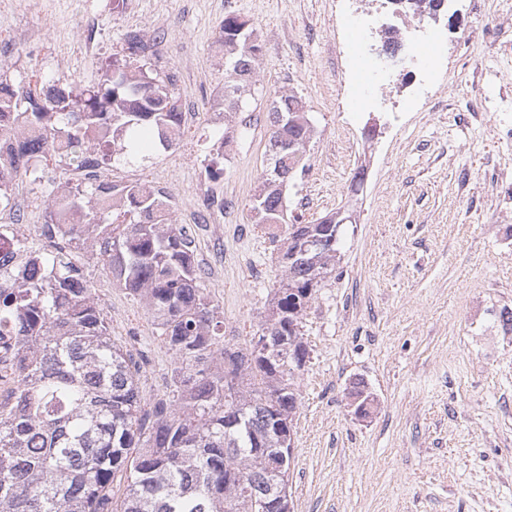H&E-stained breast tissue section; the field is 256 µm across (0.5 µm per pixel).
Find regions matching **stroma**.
Segmentation results:
<instances>
[{
    "label": "stroma",
    "instance_id": "1",
    "mask_svg": "<svg viewBox=\"0 0 512 512\" xmlns=\"http://www.w3.org/2000/svg\"><path fill=\"white\" fill-rule=\"evenodd\" d=\"M355 7L377 46L382 25L413 41L425 28L382 0ZM230 11L251 21L261 46L255 92L240 112L224 103L214 48ZM437 24L443 50L421 48L448 65L432 89L435 106L398 110L416 81L404 64L370 88L380 109L353 112L336 102L355 37L337 34L336 0H0V73L17 82L93 85L122 56L126 32L155 43L154 65L175 79L183 135L101 178L151 184L169 199L171 222L193 227L200 266L216 270L206 292L234 348L259 331L285 277L276 244L249 218L266 171L268 110L278 93L305 101L315 132L285 192L288 216L314 224L340 210L353 221L304 315L309 360L288 479L294 512H512V331L499 319L512 308V200L491 167L512 165V144L490 134L494 115L482 125L471 118L480 102H512V0H461ZM340 128L352 151L337 141ZM215 157L224 174L214 181L206 167ZM359 167L367 176L355 192ZM66 175L51 156L41 181L17 178L12 197L30 204L1 210L0 224L38 235ZM211 193L223 197V211L204 209ZM86 267L113 339L141 367L142 397L165 394L171 358L144 302L101 262ZM357 382L376 399L362 420L346 401Z\"/></svg>",
    "mask_w": 512,
    "mask_h": 512
}]
</instances>
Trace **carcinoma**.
<instances>
[{"label": "carcinoma", "instance_id": "obj_1", "mask_svg": "<svg viewBox=\"0 0 512 512\" xmlns=\"http://www.w3.org/2000/svg\"><path fill=\"white\" fill-rule=\"evenodd\" d=\"M246 24L229 12L215 49L226 58L224 99L250 91L257 46L233 43ZM124 59L93 86L41 87L0 73V172L34 174L51 152L64 171L90 181L60 183L40 237L19 228L25 266L0 270V379L14 385L0 399V512H282L266 495L278 449L276 425L300 403L293 359L226 354L224 320L205 292L191 228L168 222L169 202L145 183H94L115 161L144 158L152 146L177 144L183 112L171 76L149 67L150 46L136 31L124 37ZM272 126L293 149L280 156L292 179L314 133L302 97L282 94ZM253 223L286 225L281 263L288 289L273 291L261 335L288 332L308 355L303 318L341 253V223L290 224L281 194L250 201ZM92 252L112 278L145 302L171 355L170 394L144 404L140 366L112 339L107 315L92 297L80 262ZM122 492L121 507L114 497Z\"/></svg>", "mask_w": 512, "mask_h": 512}]
</instances>
